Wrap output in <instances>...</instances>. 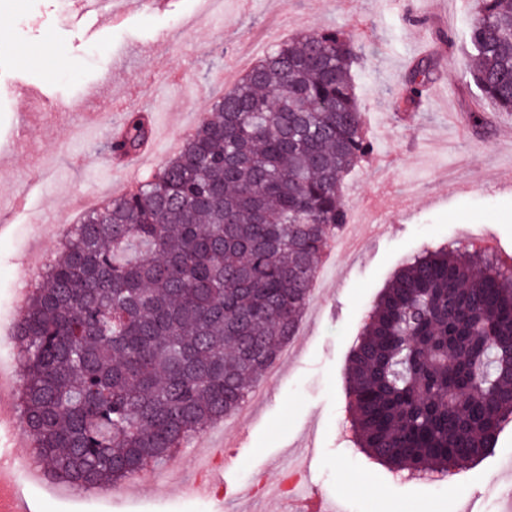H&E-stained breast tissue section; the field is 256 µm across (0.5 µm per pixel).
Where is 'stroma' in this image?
I'll return each instance as SVG.
<instances>
[{
  "instance_id": "35a3bbf8",
  "label": "stroma",
  "mask_w": 512,
  "mask_h": 512,
  "mask_svg": "<svg viewBox=\"0 0 512 512\" xmlns=\"http://www.w3.org/2000/svg\"><path fill=\"white\" fill-rule=\"evenodd\" d=\"M470 0H167L151 12H129L108 28L79 14L72 0H0V189L24 192L30 209L0 214V322L24 311L16 297L39 278L36 262L57 249L77 223L74 197L94 202L138 182L176 156L213 104L248 64L277 43L312 27L356 35L362 59L356 93L377 155L348 177L346 206L386 190L397 212L388 223L377 206L364 221L378 233L356 257L338 260L304 310L303 337L251 413L232 429L215 423L179 448L172 468H158L150 487L121 483L111 495L26 481L37 461L24 429L0 430V462L22 479L33 512H258L253 484L277 490L295 458L309 456L306 486L338 499L343 512H512V423L495 448L453 477L408 479L369 459L349 442L345 378L350 350L371 307L395 270L427 246L461 242L476 230L493 234L512 255V113L480 98L469 69ZM451 34L439 42L438 32ZM437 53L439 72L424 100L394 109L392 98L410 66ZM126 96V105L107 101ZM124 120L135 111L159 128L151 160L132 172L112 164L109 134L82 130L87 107ZM488 122L476 136L472 112ZM223 474L208 496L193 493L203 456Z\"/></svg>"
}]
</instances>
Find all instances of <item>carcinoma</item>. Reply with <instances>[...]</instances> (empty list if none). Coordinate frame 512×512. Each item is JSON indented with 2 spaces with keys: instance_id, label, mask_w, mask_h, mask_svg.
<instances>
[{
  "instance_id": "carcinoma-1",
  "label": "carcinoma",
  "mask_w": 512,
  "mask_h": 512,
  "mask_svg": "<svg viewBox=\"0 0 512 512\" xmlns=\"http://www.w3.org/2000/svg\"><path fill=\"white\" fill-rule=\"evenodd\" d=\"M470 78L512 112V0H471ZM354 35L274 46L132 194L72 225L13 329L24 428L46 472L112 486L235 414L295 336L345 178L371 152ZM432 63L396 105L428 90ZM111 150L150 135L130 113ZM512 264L428 249L395 273L349 357L356 447L397 471L448 473L512 420Z\"/></svg>"
}]
</instances>
